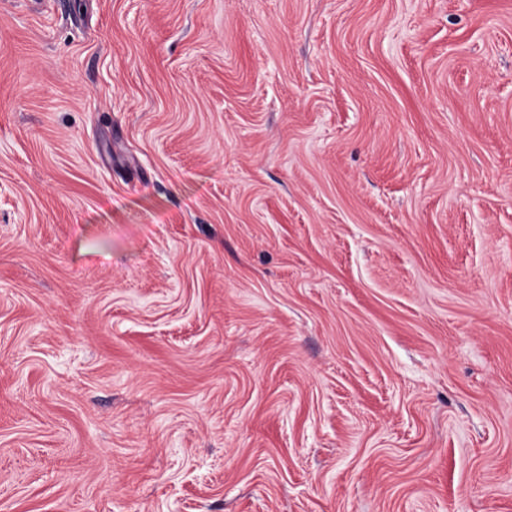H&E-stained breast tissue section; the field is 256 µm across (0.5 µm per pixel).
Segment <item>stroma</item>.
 Masks as SVG:
<instances>
[{"mask_svg": "<svg viewBox=\"0 0 512 512\" xmlns=\"http://www.w3.org/2000/svg\"><path fill=\"white\" fill-rule=\"evenodd\" d=\"M0 512H512V0H0Z\"/></svg>", "mask_w": 512, "mask_h": 512, "instance_id": "stroma-1", "label": "stroma"}]
</instances>
